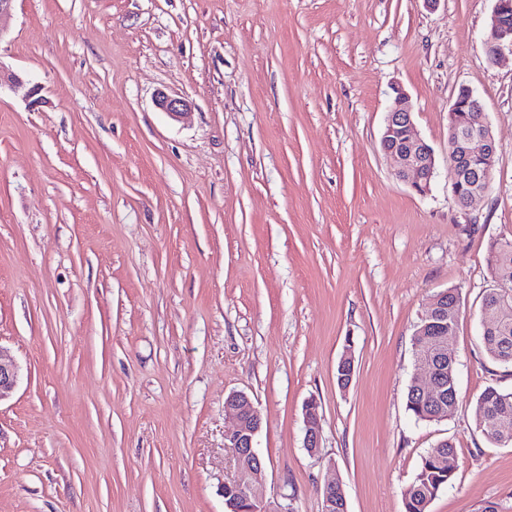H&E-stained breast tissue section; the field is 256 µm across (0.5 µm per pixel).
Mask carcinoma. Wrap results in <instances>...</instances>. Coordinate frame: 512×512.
<instances>
[{"label": "carcinoma", "mask_w": 512, "mask_h": 512, "mask_svg": "<svg viewBox=\"0 0 512 512\" xmlns=\"http://www.w3.org/2000/svg\"><path fill=\"white\" fill-rule=\"evenodd\" d=\"M492 271L496 287L485 294L483 305L499 314V321L489 329H481L480 343L492 361L512 368V236L489 242ZM440 327L419 320L415 328L414 354H423L435 362L443 383L441 396L430 401L409 385L406 408L416 422L445 420L459 406L457 362L433 356L437 350ZM476 428L492 444L512 446V389L486 387L476 398ZM456 451L452 442H440L422 458L418 472L402 492L403 512H428L438 493L448 487L452 471L448 468V453Z\"/></svg>", "instance_id": "1"}]
</instances>
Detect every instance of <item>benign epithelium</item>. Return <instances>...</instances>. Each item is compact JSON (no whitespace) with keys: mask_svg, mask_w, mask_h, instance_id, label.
<instances>
[{"mask_svg":"<svg viewBox=\"0 0 512 512\" xmlns=\"http://www.w3.org/2000/svg\"><path fill=\"white\" fill-rule=\"evenodd\" d=\"M512 48V0H494L491 22L484 39L485 52L489 60L495 61L504 47ZM159 107L178 118L187 110L181 98L162 95ZM464 112H477V121L462 119ZM450 137L460 146L459 158L467 163L474 159L490 160L497 154V143L481 103L474 92L462 87L448 109ZM381 148L393 162V176L420 195L431 191L437 170L432 147L414 134L413 109L408 97L397 93L387 113L381 134ZM491 189L490 180H478L469 186L461 204L469 205L485 196ZM18 381V367L13 360L0 352V399L10 393ZM413 382L422 397L435 398L441 389V380L435 374L428 359H416ZM225 407L231 410L234 424L224 430V447L235 458L236 479L233 485L236 495L224 500L225 512H267L256 494V483L264 473L262 460L254 448V439L261 427V416L251 399L244 393L231 394ZM304 447L318 448L322 441L321 417L317 412L305 414Z\"/></svg>","mask_w":512,"mask_h":512,"instance_id":"7a95c632","label":"benign epithelium"}]
</instances>
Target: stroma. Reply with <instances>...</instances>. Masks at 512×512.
<instances>
[{
  "instance_id": "stroma-1",
  "label": "stroma",
  "mask_w": 512,
  "mask_h": 512,
  "mask_svg": "<svg viewBox=\"0 0 512 512\" xmlns=\"http://www.w3.org/2000/svg\"><path fill=\"white\" fill-rule=\"evenodd\" d=\"M494 0H14L0 18V512H224V402L260 412L268 512H402L452 441L429 512H512V447L475 401L512 388L478 334L487 245L512 235V51ZM480 97L488 196L455 200L448 108ZM434 149L428 195L380 147L397 91ZM180 97L176 121L155 103ZM461 293V402L406 409L415 326ZM355 376L339 388L344 351ZM322 441L304 446V406ZM491 22L484 39L490 61H496L504 47L512 51V0H494ZM18 373L17 365L0 349V400L15 388ZM455 451L453 443L445 440L422 458L418 472L402 492L403 512H428L438 493L451 483L452 471L448 467Z\"/></svg>"
}]
</instances>
